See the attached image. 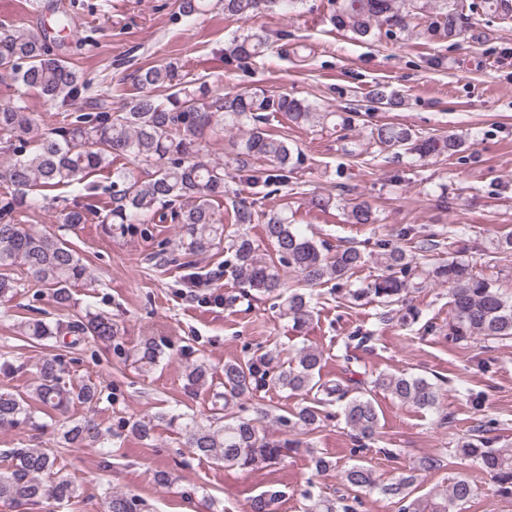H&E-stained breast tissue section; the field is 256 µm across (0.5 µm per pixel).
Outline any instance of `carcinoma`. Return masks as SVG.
Here are the masks:
<instances>
[{"label":"carcinoma","mask_w":512,"mask_h":512,"mask_svg":"<svg viewBox=\"0 0 512 512\" xmlns=\"http://www.w3.org/2000/svg\"><path fill=\"white\" fill-rule=\"evenodd\" d=\"M302 0H221L224 15L244 23L290 7ZM419 6L434 15L427 28L431 36L461 38L465 35L463 16L448 6V0H335L330 16L332 25L363 38L375 23L400 27L406 7ZM207 0H177V14L192 19L203 13ZM484 12L512 15V0H481ZM269 42L263 31L250 28L233 38L226 49L238 61L255 60L266 54ZM0 72L14 82L40 92L46 101L63 110L62 119L41 133L38 119L17 103H0V154L10 157L0 172V301L12 298L23 287L10 270L23 266L35 282L53 290L56 302L66 305L70 286L88 279L82 259L62 239L34 231L18 220L24 211L39 208L32 197L37 188H54L80 182L88 175L122 157L146 177L135 178L127 169L112 175V204L101 223L131 228L155 220H170L178 225V246L188 255L201 254L220 246L228 258L224 264L237 284L239 294H224L223 302L232 306L255 292L278 300L280 316L292 322L295 331L304 330L313 318L311 295L289 288L282 281L278 266L297 272L304 283L320 285L331 280H348L365 262L364 254L348 247L329 255L324 244L298 231L283 217H272L264 224V233L274 246L277 261L266 262L258 255V246L245 232L224 233V220L215 212L214 202L224 198L228 169L253 185L288 181L299 159L288 138L271 132L269 118L280 115L288 122L303 125L314 121L312 106L287 94H268L262 90L215 95L203 78L187 79L179 66H150L138 71L139 94L119 111L100 106L98 112H81L78 101L90 88L84 78L62 56L51 52L47 37L22 29L0 33ZM170 89L165 99L154 94L158 87ZM373 108L388 110L401 104V97L381 85L367 93ZM247 128L233 144L230 164L208 157L210 135L217 129ZM382 149L402 148L420 156L453 154L461 142L452 138L418 139L404 126L381 124L371 132ZM258 212L244 200L233 206L231 223H255ZM352 224H371L374 217L364 203L354 205L349 214ZM86 221V207L77 203L60 213V223L76 225ZM414 256L401 246L387 241L379 244L374 263L381 273L362 288L348 291L349 299L359 306L376 302L389 311L405 301L416 286L397 276L404 272ZM427 277L449 287L451 322L448 335L455 340L479 336L485 340L512 339V298L505 297L488 280L473 273L469 261L452 257L439 259L424 269ZM21 335L38 341L71 336L75 346L87 338L110 342L118 334L112 319L100 312L87 311L63 323L34 319L20 323ZM159 362L154 342L146 340L132 352V364L148 371ZM323 354L314 347L301 349L293 358L274 345L244 361L224 363V391L215 394L223 401L213 407L209 423L187 414L142 417L129 423L130 433L142 440L151 438L163 422L185 437L194 452L226 468L252 469L278 463L290 452L310 457L315 474L338 468L337 463L321 456L313 448L311 436L322 422V403L341 404L345 424L356 436L373 440L378 435L379 413L373 393L382 391L399 403L419 410L439 408L437 384L425 376L407 373H379L370 381L349 379L323 380ZM212 372L204 361L186 373L187 388L195 391L209 384ZM288 391L306 396V401L285 415L272 416L273 405L256 409L257 417L244 415L243 400L265 389ZM31 398L46 409L63 410L71 404L94 403L99 399L97 386L84 383L69 388L63 382L57 357L42 359L31 384ZM273 417L279 434L259 425ZM22 424L36 425L35 410L21 396L0 390V429ZM491 422L455 441L454 452L471 460L489 474L499 491L512 495V453L490 446ZM64 443L73 447L103 445L106 433L90 421L75 422L63 432ZM11 463L0 469V502L15 506L35 505L44 499L57 503L77 494L74 481L57 467L52 449L14 448L8 452ZM437 460L424 457L418 464L394 478L379 480L364 463L340 469V488L327 495L315 494L313 480L303 493L304 512H355L354 503L363 491L376 490L397 500L400 512H457L472 499L476 487L463 475L453 478L448 488L431 496L415 495L416 482L423 471L436 467ZM280 490H268L254 498L250 512H273ZM104 512H136L135 500L107 492Z\"/></svg>","instance_id":"1"}]
</instances>
